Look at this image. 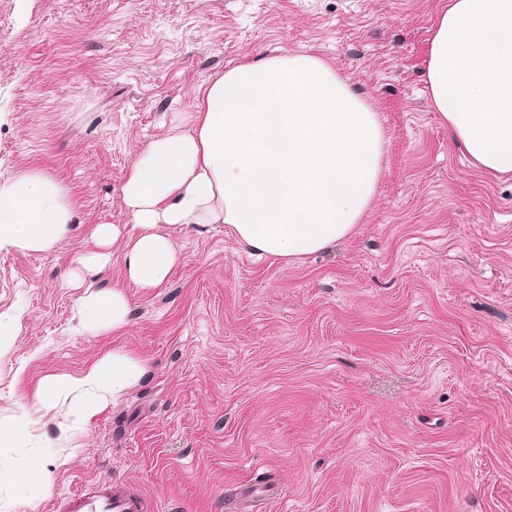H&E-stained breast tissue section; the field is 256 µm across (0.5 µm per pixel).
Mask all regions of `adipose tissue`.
<instances>
[{
	"instance_id": "1",
	"label": "adipose tissue",
	"mask_w": 512,
	"mask_h": 512,
	"mask_svg": "<svg viewBox=\"0 0 512 512\" xmlns=\"http://www.w3.org/2000/svg\"><path fill=\"white\" fill-rule=\"evenodd\" d=\"M433 106L478 169L512 175V0H450L435 19L426 56ZM188 129L151 140L131 165L122 201L131 231L93 224L74 279L85 293L78 326L119 332L129 304L121 287L99 286L121 244L126 281L161 286L179 260L167 230L225 224L257 256L293 259L329 249L367 210L384 140L376 112L309 54L246 62L201 86ZM75 201L38 170L0 185V248L52 250L70 232ZM148 371L116 349L81 372L44 376L31 408L66 406L90 424Z\"/></svg>"
}]
</instances>
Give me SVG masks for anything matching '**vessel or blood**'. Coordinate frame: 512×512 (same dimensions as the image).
Instances as JSON below:
<instances>
[{
    "label": "vessel or blood",
    "mask_w": 512,
    "mask_h": 512,
    "mask_svg": "<svg viewBox=\"0 0 512 512\" xmlns=\"http://www.w3.org/2000/svg\"><path fill=\"white\" fill-rule=\"evenodd\" d=\"M278 494V488L266 481L259 491L245 489L228 496L224 509L225 512H255L258 497L273 499ZM153 508V501L144 493L99 479L82 483L51 503L52 512H152Z\"/></svg>",
    "instance_id": "vessel-or-blood-1"
}]
</instances>
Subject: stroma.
<instances>
[{
	"label": "stroma",
	"instance_id": "35a3bbf8",
	"mask_svg": "<svg viewBox=\"0 0 512 512\" xmlns=\"http://www.w3.org/2000/svg\"><path fill=\"white\" fill-rule=\"evenodd\" d=\"M448 0H0V184L37 169L77 207L48 252L0 249V448L50 488L0 489V512L109 478L160 512H225L266 479L265 512H512V176L472 167L430 101V28ZM321 57L377 112L385 140L367 212L331 250L256 259L222 224L171 229L179 263L130 314L77 331L67 276L87 229H130V165L242 62ZM115 348L149 373L59 461L27 404L48 373Z\"/></svg>",
	"mask_w": 512,
	"mask_h": 512
}]
</instances>
